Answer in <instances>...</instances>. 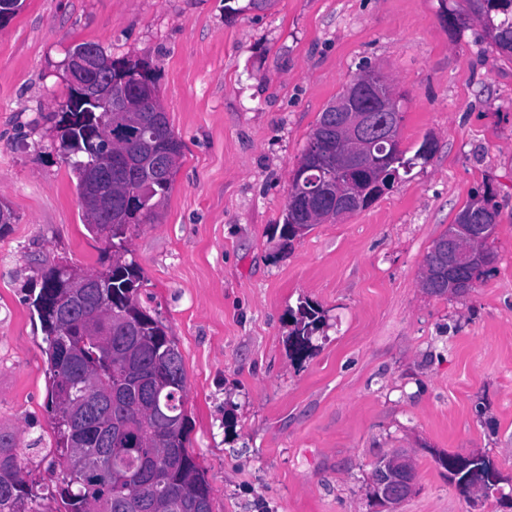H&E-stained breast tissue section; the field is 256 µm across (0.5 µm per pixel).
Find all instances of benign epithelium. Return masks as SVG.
I'll return each instance as SVG.
<instances>
[{
	"label": "benign epithelium",
	"instance_id": "7a95c632",
	"mask_svg": "<svg viewBox=\"0 0 512 512\" xmlns=\"http://www.w3.org/2000/svg\"><path fill=\"white\" fill-rule=\"evenodd\" d=\"M68 75L71 84L85 99L107 104V108L120 110L124 106L123 96L112 91V58L95 46H76L69 61ZM386 77L370 68L356 79L347 98L335 104L336 134L341 139L358 146V150L347 152L341 159V166L348 173L367 172L376 175L377 184L387 177L379 168L376 154L387 150L395 151L397 142L398 116L393 115L383 122L376 121L375 113L390 112L393 99L386 89ZM112 181V161L100 160L94 171V178L87 185L80 198L81 207L88 212L112 208V195H104L99 185ZM322 183L333 185L336 191L330 206V214L340 218L359 211L369 200L357 188L345 187L341 180L330 177ZM483 224L474 223V217L467 215L461 224L448 232V261L435 272L439 282L448 283V291L463 292L470 286L465 270L472 265L490 264V254L474 243L484 239ZM381 499L387 506L398 505L415 488V475L409 460L398 456L387 458L384 467L373 482Z\"/></svg>",
	"mask_w": 512,
	"mask_h": 512
}]
</instances>
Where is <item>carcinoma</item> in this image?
Listing matches in <instances>:
<instances>
[{
    "label": "carcinoma",
    "instance_id": "obj_1",
    "mask_svg": "<svg viewBox=\"0 0 512 512\" xmlns=\"http://www.w3.org/2000/svg\"><path fill=\"white\" fill-rule=\"evenodd\" d=\"M466 2L492 44L512 55V0ZM117 62L127 111L105 112L71 85L58 103L60 144L77 192L94 152L111 147L125 155L123 167L112 173V217L98 214L86 223L111 249L105 270L86 272L88 282L79 286L73 281L76 267L57 263L42 274L33 300L47 344L52 452L63 476L55 491H35L24 479L15 434L0 427V512H212L209 484L186 446L191 421L183 356L164 327L136 303L141 270L127 258L130 228L152 220L172 188L175 170L154 165L153 140L172 142L177 157L181 143L166 113L138 98L140 79L156 82L148 64L128 57ZM101 123L112 124V144L96 141L93 151L87 141ZM324 145L336 151V132L320 119L302 154L312 156ZM308 176H300L302 200L285 210L284 230L291 238L309 219L304 198L327 210ZM133 182L137 196L127 200L126 187ZM474 207L488 219L498 216L488 189L467 204ZM320 325L315 310L301 309L288 336L294 357L309 354ZM439 461L461 493L462 480L472 473L494 480L492 491L500 481L484 457L448 453Z\"/></svg>",
    "mask_w": 512,
    "mask_h": 512
}]
</instances>
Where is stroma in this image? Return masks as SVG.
I'll return each mask as SVG.
<instances>
[{"label": "stroma", "instance_id": "obj_1", "mask_svg": "<svg viewBox=\"0 0 512 512\" xmlns=\"http://www.w3.org/2000/svg\"><path fill=\"white\" fill-rule=\"evenodd\" d=\"M23 0L0 27V424L28 482L47 456L46 344L32 300L69 260L108 261L59 149L62 62L77 43L150 63L182 143L155 221L132 227L139 306L182 353L187 446L212 512H385L376 461L417 485L396 512H512V56L465 0ZM405 93L400 147L432 155L368 208L282 235L289 177L322 111L364 68ZM498 206L492 272L435 295L424 258L474 191ZM313 349L292 357L300 305ZM478 454L502 493L467 498L445 453Z\"/></svg>", "mask_w": 512, "mask_h": 512}]
</instances>
